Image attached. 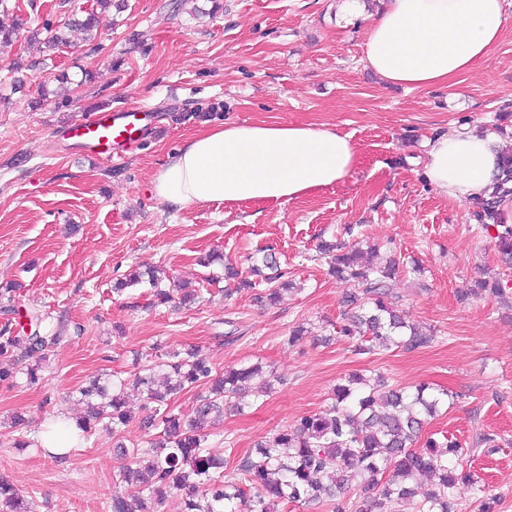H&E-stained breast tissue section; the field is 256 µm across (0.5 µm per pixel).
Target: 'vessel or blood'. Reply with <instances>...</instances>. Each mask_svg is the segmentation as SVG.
<instances>
[{"mask_svg":"<svg viewBox=\"0 0 512 512\" xmlns=\"http://www.w3.org/2000/svg\"><path fill=\"white\" fill-rule=\"evenodd\" d=\"M136 131L131 111L118 115L101 110L95 112L87 122L69 127L68 135L90 156L109 158L114 149L135 144Z\"/></svg>","mask_w":512,"mask_h":512,"instance_id":"vessel-or-blood-1","label":"vessel or blood"}]
</instances>
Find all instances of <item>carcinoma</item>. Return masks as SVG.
I'll return each mask as SVG.
<instances>
[{
	"label": "carcinoma",
	"mask_w": 512,
	"mask_h": 512,
	"mask_svg": "<svg viewBox=\"0 0 512 512\" xmlns=\"http://www.w3.org/2000/svg\"><path fill=\"white\" fill-rule=\"evenodd\" d=\"M96 7L82 15L73 14L63 23L44 30L36 29L31 40L50 51L70 46V35L80 32L84 40L98 45L100 17L112 8L122 9L118 0H95ZM94 74L81 70L73 80L62 72L49 80L79 88L92 81ZM512 195V155L502 177L494 185L492 197ZM474 217L484 227L495 212L492 203L480 199L473 203ZM503 255L512 260V225L503 224L495 237ZM319 252L330 258V272L339 281L354 279L361 284L355 292L342 296L348 309L346 322L336 327V335L352 341L356 355H369L379 349L400 348L413 351L434 340L433 331L408 320L399 308V296L388 280L396 273L399 261L386 264L373 261L357 249L343 251L324 242ZM250 273L266 283L260 301L277 302L290 282L273 256L253 261ZM224 280L233 284L224 292L251 288L253 283L230 266ZM156 303L174 300L160 287L156 272H148ZM4 324L0 326V359L21 351L24 357L44 358L64 341L63 327L52 326L43 314L27 315L28 326L15 323L11 306H0ZM263 373L258 365L229 367L213 373L198 350L166 351L158 362L134 377L94 379L79 390L85 415L77 421L74 438L84 440L100 426L112 433L115 452L123 464L115 483L126 492L112 495L109 512H157L167 494H185L184 512H288L296 503L330 506L331 512H400L404 503L413 502L416 512H456L457 486L471 482V474L457 471L463 466L459 442L445 436L439 440L424 436L427 421L448 404L451 394L431 391L419 385L409 391L391 386L379 377L373 381L354 376L336 385L328 409L301 417L296 424L281 428L257 443L253 455L243 457L233 467L211 454L206 447L210 428L224 415V399L240 398L245 384ZM209 386L210 397L186 421L168 408L167 396L188 388ZM131 387L146 393L157 404L153 414L140 422L145 434L160 430L148 448H129L122 442L125 428L132 421L127 406ZM431 488L417 499L424 484ZM360 491L358 499L336 505V494L347 489ZM0 512H33L17 486L0 474Z\"/></svg>",
	"instance_id": "cac0c4a2"
}]
</instances>
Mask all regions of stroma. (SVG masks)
Masks as SVG:
<instances>
[{"label": "stroma", "mask_w": 512, "mask_h": 512, "mask_svg": "<svg viewBox=\"0 0 512 512\" xmlns=\"http://www.w3.org/2000/svg\"><path fill=\"white\" fill-rule=\"evenodd\" d=\"M93 0H0V24L19 28L0 50V303L36 310L51 323H82L42 362L45 382L0 383V473L34 512H107L121 464L99 429L57 462L40 445L59 413L79 418L78 390L91 377L130 376L157 351L198 346L214 371L262 363L276 381L243 412L224 409L207 446L236 462L255 443L323 411L337 383L379 372L390 383L456 392L427 432L465 444L466 468L482 489L461 487L458 512H512V263L473 216V204L437 193L423 177L424 141L466 127L512 143V0L501 40L460 85H389L364 61V28L339 0H125L103 28L100 49L79 42L47 60L29 36L89 8ZM19 59L21 70L11 68ZM95 78L60 91L51 70ZM21 92H12L14 80ZM50 95L38 104V87ZM138 108L151 128L122 158L79 153L61 133L95 109ZM327 126L350 136L359 158L342 183L285 203L215 202L178 209L152 181L174 149L205 122ZM380 246L410 266L392 281L412 320L434 331L415 351L354 355L332 339L344 293L320 258V241ZM275 254L297 289L263 305L245 288L224 295V264ZM157 268L163 287L188 281L199 299L174 308L142 283L114 292L131 270ZM499 282V297L472 295ZM306 334L296 344V326ZM237 339L226 343L227 330ZM21 425H12L13 416ZM494 436L496 449L477 445ZM22 447H15V440Z\"/></svg>", "instance_id": "1"}]
</instances>
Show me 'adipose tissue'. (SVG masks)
<instances>
[{
	"mask_svg": "<svg viewBox=\"0 0 512 512\" xmlns=\"http://www.w3.org/2000/svg\"><path fill=\"white\" fill-rule=\"evenodd\" d=\"M364 60L388 84L451 86L486 58L505 28L503 0H385L368 11ZM424 175L441 195L488 197L508 145L492 132L429 139ZM358 160L349 137L310 124L231 123L204 129L170 155L153 180L162 202H285L340 183Z\"/></svg>",
	"mask_w": 512,
	"mask_h": 512,
	"instance_id": "ef3b65f1",
	"label": "adipose tissue"
}]
</instances>
